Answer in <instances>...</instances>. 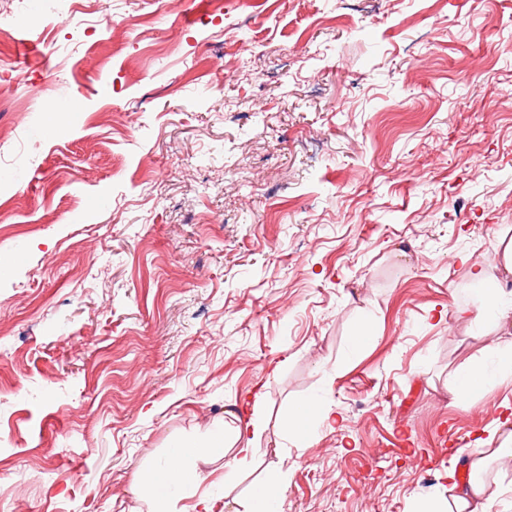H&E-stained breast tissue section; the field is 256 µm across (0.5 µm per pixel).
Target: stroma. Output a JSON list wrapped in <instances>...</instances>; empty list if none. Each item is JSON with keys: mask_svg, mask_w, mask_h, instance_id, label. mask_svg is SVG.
Masks as SVG:
<instances>
[{"mask_svg": "<svg viewBox=\"0 0 512 512\" xmlns=\"http://www.w3.org/2000/svg\"><path fill=\"white\" fill-rule=\"evenodd\" d=\"M41 4L0 0V512H146L173 439L254 414L179 507L274 467L283 512L447 501L512 420V380L448 402L494 338L449 336L482 288L444 263L512 234V0Z\"/></svg>", "mask_w": 512, "mask_h": 512, "instance_id": "stroma-1", "label": "stroma"}]
</instances>
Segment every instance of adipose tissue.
I'll return each mask as SVG.
<instances>
[{"label":"adipose tissue","mask_w":512,"mask_h":512,"mask_svg":"<svg viewBox=\"0 0 512 512\" xmlns=\"http://www.w3.org/2000/svg\"><path fill=\"white\" fill-rule=\"evenodd\" d=\"M469 270L472 281L487 284L488 289L477 310H458V318L469 325L484 327L489 333L512 328V304L507 301V289L512 286V238L504 242L494 263L474 261ZM259 430V423L252 420L233 428L218 420L212 423L205 445L185 438L175 440L164 463L140 477L141 485L151 494L150 512H171V493L183 482L186 462L228 455L234 462H241ZM491 437L500 440V447L482 449L478 456L472 457L468 479L451 480L447 504L425 501L419 512H485L487 502L497 495L498 490L483 479L482 473L503 455L506 448L512 447V432L503 436L495 431Z\"/></svg>","instance_id":"1"}]
</instances>
